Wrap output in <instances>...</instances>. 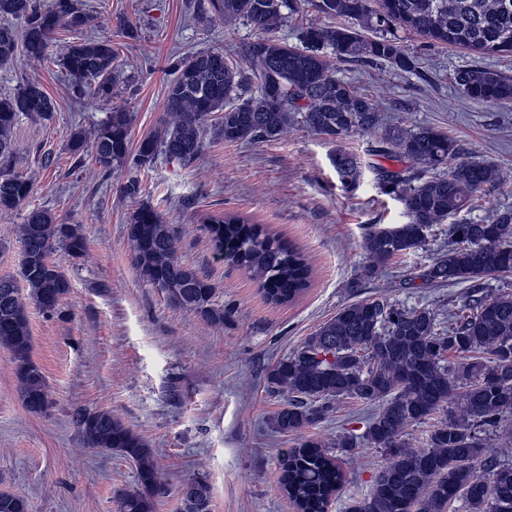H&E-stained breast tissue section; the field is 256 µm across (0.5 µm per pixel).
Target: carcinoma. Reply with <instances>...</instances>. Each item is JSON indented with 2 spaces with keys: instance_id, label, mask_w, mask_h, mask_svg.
I'll return each mask as SVG.
<instances>
[{
  "instance_id": "1",
  "label": "carcinoma",
  "mask_w": 512,
  "mask_h": 512,
  "mask_svg": "<svg viewBox=\"0 0 512 512\" xmlns=\"http://www.w3.org/2000/svg\"><path fill=\"white\" fill-rule=\"evenodd\" d=\"M331 19H353L355 26L332 25L302 32L299 44L275 36L284 12L297 0H208L207 13L224 23L243 22L255 30L245 44L248 68L229 62L222 51L177 61L166 85L168 120L131 147L133 115L114 112L91 133H74L69 152L104 171L130 163L149 168L160 159L184 166L200 156L211 136L226 142L271 141L301 118L303 124L335 144L331 161L343 186H357L365 169L377 176L382 192L398 199L408 221L374 225L364 247L374 265L424 246L428 233L461 211L475 195L499 180L495 166L462 158V149L431 126L404 130L380 128L375 101L334 75L330 59L382 60L411 72L415 61L400 48L398 32L416 33L432 43L456 46L485 56L512 53V0H307ZM0 62L18 51L33 60L46 55L62 29L78 30L88 16L77 0H0ZM21 19L19 34L6 20ZM118 48L110 39L70 44L61 65L81 93L112 95ZM456 84L475 102L512 106V77L482 66L459 69ZM53 111L35 83L14 96L0 98V212L20 207L33 191L25 177L9 170L12 130L19 115L48 118ZM221 117L210 123L213 114ZM379 131L370 155L409 166L391 170L367 165L344 145L355 132ZM217 258L254 273L276 303L294 301L310 286V265L301 251L235 216L214 217L205 226ZM139 277L160 286L168 303L224 324V306L215 287L199 269L176 256V238L157 207L140 203L126 224ZM62 245L79 259L88 241L81 225L57 220L50 211H31L21 227L18 277L0 276V345L16 364L21 400L33 413L50 403L43 372L30 358L28 305L53 314L70 292L67 274L52 261ZM512 273V208L498 209L487 224L448 225V249L418 274L425 282L466 283L469 293L444 322L433 310L405 308L384 296L339 308L334 317L280 359L267 373V387L288 395L272 417L281 434L315 425L329 403L352 398L378 405L365 433L385 462L368 497L348 512H446L461 502L466 512H512V467L483 456V435L494 432L512 413V293L491 296L490 276ZM29 288L24 296L17 280ZM456 362L448 361V354ZM448 420L430 431L427 446L415 448L405 438L442 408ZM76 427L81 442L98 451L118 452L138 466L140 489L120 495V512H153L160 483L153 453L109 410L80 411ZM280 483L303 512H325L327 499L344 473L317 435L284 453ZM185 512H210L207 484H183ZM0 512H26L25 501L0 493Z\"/></svg>"
}]
</instances>
